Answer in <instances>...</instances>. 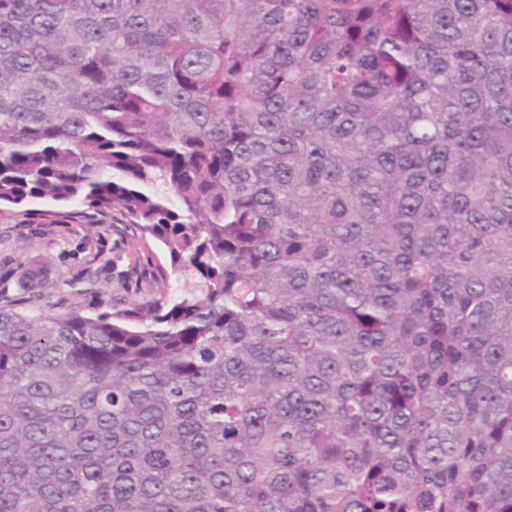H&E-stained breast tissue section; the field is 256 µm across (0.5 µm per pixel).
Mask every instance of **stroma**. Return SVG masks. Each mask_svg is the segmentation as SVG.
Segmentation results:
<instances>
[{
  "instance_id": "stroma-1",
  "label": "stroma",
  "mask_w": 512,
  "mask_h": 512,
  "mask_svg": "<svg viewBox=\"0 0 512 512\" xmlns=\"http://www.w3.org/2000/svg\"><path fill=\"white\" fill-rule=\"evenodd\" d=\"M40 263L59 283L52 301L60 310L103 312L109 304L153 295L148 288H128V281L147 277L149 268L135 249L134 229L108 216L55 223L40 214L0 216V293L16 295L19 267Z\"/></svg>"
}]
</instances>
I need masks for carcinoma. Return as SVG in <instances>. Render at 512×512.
<instances>
[{"label":"carcinoma","instance_id":"carcinoma-1","mask_svg":"<svg viewBox=\"0 0 512 512\" xmlns=\"http://www.w3.org/2000/svg\"><path fill=\"white\" fill-rule=\"evenodd\" d=\"M161 244L0 301V512H512V0H0V205Z\"/></svg>","mask_w":512,"mask_h":512}]
</instances>
